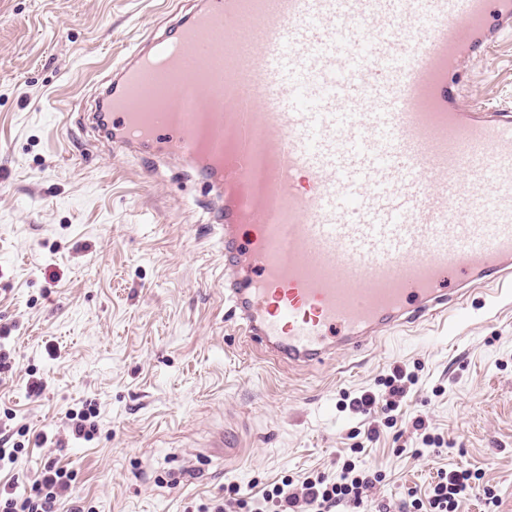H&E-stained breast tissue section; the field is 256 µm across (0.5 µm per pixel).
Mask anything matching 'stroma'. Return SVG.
<instances>
[{"mask_svg":"<svg viewBox=\"0 0 512 512\" xmlns=\"http://www.w3.org/2000/svg\"><path fill=\"white\" fill-rule=\"evenodd\" d=\"M195 2L0 0V440L23 447L0 490L32 495L51 462L72 477L62 512H203L232 486L258 502L274 483L335 478L358 448L382 476L365 512L427 499L456 468L481 476L467 512L488 490L512 512V298L478 291L457 320L275 361L224 294L206 186L174 161L114 155L92 129L114 65ZM471 71L467 107L512 109V33ZM397 365L416 379L397 424L354 412ZM87 408L97 429L75 438L66 415ZM418 418L442 454H419Z\"/></svg>","mask_w":512,"mask_h":512,"instance_id":"stroma-1","label":"stroma"}]
</instances>
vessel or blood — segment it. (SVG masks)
Masks as SVG:
<instances>
[{
  "label": "vessel or blood",
  "instance_id": "vessel-or-blood-1",
  "mask_svg": "<svg viewBox=\"0 0 512 512\" xmlns=\"http://www.w3.org/2000/svg\"><path fill=\"white\" fill-rule=\"evenodd\" d=\"M506 31L512 0H202L93 128L202 178L235 314L310 365L512 276V113L462 104Z\"/></svg>",
  "mask_w": 512,
  "mask_h": 512
}]
</instances>
